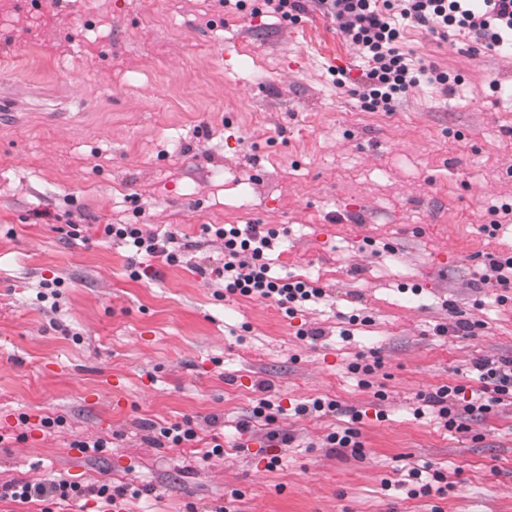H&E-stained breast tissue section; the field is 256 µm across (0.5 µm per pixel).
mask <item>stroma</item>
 Returning a JSON list of instances; mask_svg holds the SVG:
<instances>
[{
	"label": "stroma",
	"instance_id": "1",
	"mask_svg": "<svg viewBox=\"0 0 512 512\" xmlns=\"http://www.w3.org/2000/svg\"><path fill=\"white\" fill-rule=\"evenodd\" d=\"M305 8L289 24L221 0H0L1 485L154 487L126 512H206L234 490L238 512H512V404L465 431L412 411L512 356V287L481 279L512 254V220L482 230L512 206V53L406 24L401 51L461 82L370 112L336 85L364 59ZM102 224L176 232L195 262L146 258L131 279ZM206 224L287 230L276 269L325 301L291 316L218 296L194 269L224 253ZM53 278L55 311L36 297ZM457 312L482 329L438 334ZM361 355L381 361L368 387L347 369ZM263 397L284 414L238 432ZM318 397L364 412V457L327 445L347 416L292 412ZM187 420L197 442L151 444ZM98 437L110 450L73 446ZM426 464L447 491L407 496Z\"/></svg>",
	"mask_w": 512,
	"mask_h": 512
}]
</instances>
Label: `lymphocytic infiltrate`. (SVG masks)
<instances>
[{
    "mask_svg": "<svg viewBox=\"0 0 512 512\" xmlns=\"http://www.w3.org/2000/svg\"><path fill=\"white\" fill-rule=\"evenodd\" d=\"M331 17L343 38L357 49L368 67L359 94L361 105L370 111H393L402 96L419 84L451 94L459 78L435 65L414 66L399 49L402 21H410L436 33L454 26L474 34L486 48L502 46L512 33V0H316ZM99 230L106 241L129 247L132 277H139L138 259L158 257L167 264L184 262L190 243L179 242L174 232L162 235L140 224H103ZM204 234L221 240L224 259L215 267L200 268L211 276L225 294L274 299L288 313L297 304L322 298L323 288L301 279L275 277L266 254L278 238L276 231L261 224H207ZM479 381L474 389L465 385H444L419 393L423 406L437 413L448 429L462 430L466 419L489 414L504 400H512V356L475 361ZM127 487L110 484L83 486L64 478L45 484L15 482L0 487V500L26 504L32 500L80 501L97 499L102 512H111Z\"/></svg>",
    "mask_w": 512,
    "mask_h": 512,
    "instance_id": "f902f5d3",
    "label": "lymphocytic infiltrate"
}]
</instances>
